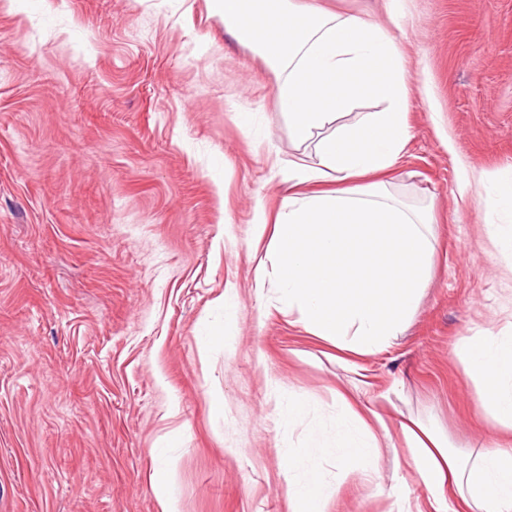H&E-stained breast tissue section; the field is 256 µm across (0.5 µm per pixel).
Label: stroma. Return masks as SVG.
I'll use <instances>...</instances> for the list:
<instances>
[{
	"label": "stroma",
	"instance_id": "obj_1",
	"mask_svg": "<svg viewBox=\"0 0 512 512\" xmlns=\"http://www.w3.org/2000/svg\"><path fill=\"white\" fill-rule=\"evenodd\" d=\"M311 2L393 31L412 138L386 188L433 216L419 303L360 387L255 289V211L275 216L287 164L320 158L209 0H0V512H159L162 443L177 512H291L279 448L302 447L339 389L461 456L501 442L462 355L512 327V254L458 189L512 169V0H403L396 20L388 0ZM229 288L232 345L204 353L197 326ZM276 386L311 399L306 420L280 424ZM406 454L393 438L379 485L349 473L327 512L422 500ZM154 460L153 489L160 505V512H177L172 494L171 474L174 470V458L167 449H155L152 452Z\"/></svg>",
	"mask_w": 512,
	"mask_h": 512
}]
</instances>
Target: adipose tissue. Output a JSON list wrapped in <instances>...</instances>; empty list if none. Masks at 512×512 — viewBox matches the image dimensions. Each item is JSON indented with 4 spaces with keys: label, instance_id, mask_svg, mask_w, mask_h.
<instances>
[{
    "label": "adipose tissue",
    "instance_id": "ef3b65f1",
    "mask_svg": "<svg viewBox=\"0 0 512 512\" xmlns=\"http://www.w3.org/2000/svg\"><path fill=\"white\" fill-rule=\"evenodd\" d=\"M225 27L277 72V105L293 139L315 142L319 165H296L275 222L255 216L256 238H269L275 260L278 309L297 315L307 333L328 341L357 370V358L390 347L413 314L430 249L428 213L390 197L382 179L411 139L406 72L389 31L357 15H339L304 0H210ZM372 95L384 107L355 112ZM485 208L507 216L492 225L501 252L512 254V192L499 179L478 177ZM465 364L479 385L487 415L512 431V329L473 337ZM336 415L310 426L306 445L283 443L281 485L296 512L324 507L339 471L364 482L380 478V450L390 428L372 408L344 392ZM398 431L407 465L425 493L429 512H512V448L478 453L474 461L448 451L413 422Z\"/></svg>",
    "mask_w": 512,
    "mask_h": 512
}]
</instances>
